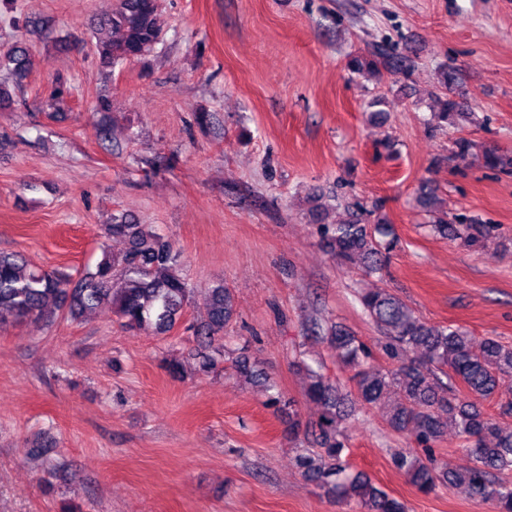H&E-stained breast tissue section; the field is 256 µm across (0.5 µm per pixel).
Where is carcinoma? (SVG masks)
<instances>
[{
	"instance_id": "cac0c4a2",
	"label": "carcinoma",
	"mask_w": 512,
	"mask_h": 512,
	"mask_svg": "<svg viewBox=\"0 0 512 512\" xmlns=\"http://www.w3.org/2000/svg\"><path fill=\"white\" fill-rule=\"evenodd\" d=\"M96 30V49L109 67L150 52L159 41L161 27L155 0H116ZM381 55H354L349 67L355 73H377ZM10 66L18 78L27 72L26 50L13 45L0 66ZM444 94L434 113L440 127L456 125L466 116V103L452 92L453 71L440 73ZM72 87L62 76L52 83L49 100L59 106L71 96ZM487 167L512 170V156L496 149L484 152ZM330 204L318 203L312 216L321 226V246L341 265H356L367 276L382 270L394 239L382 218L369 224L359 202L351 206V220L329 224ZM435 229L446 238L478 246L493 237L494 224H481L465 215L439 218ZM108 238H123L128 248L120 255L105 253L94 268L73 278L41 269L23 256L0 252V325L9 320H39L52 304L73 320L104 303L130 329L154 335L171 331L182 319L192 289L177 269L178 254L172 243L132 218L121 216L100 225ZM363 313L383 333V350L396 367L376 371L368 365L366 345L347 330L336 327L325 337L336 353V362L352 372L353 388L347 390L323 371L306 365L305 396L322 408L314 442L324 456L302 455L304 474L327 488L336 501L355 512H409L408 505L377 487L360 471L350 470L342 457L346 448L340 422L345 404L354 400L375 409L393 430L419 445L430 447L448 429L462 440V450L472 466L457 470L446 461L420 457L413 450L394 456L395 466L418 492L429 494L437 485L462 487L468 497L493 505L494 512H512V481L496 475L512 472V399L498 403V416L486 414L482 402L491 398L504 377H512V345L486 337L475 340L451 326L430 324L418 317L400 297L383 288L358 292ZM208 322L190 325L196 339L212 343L231 321L234 309L230 289L217 283L206 289Z\"/></svg>"
}]
</instances>
